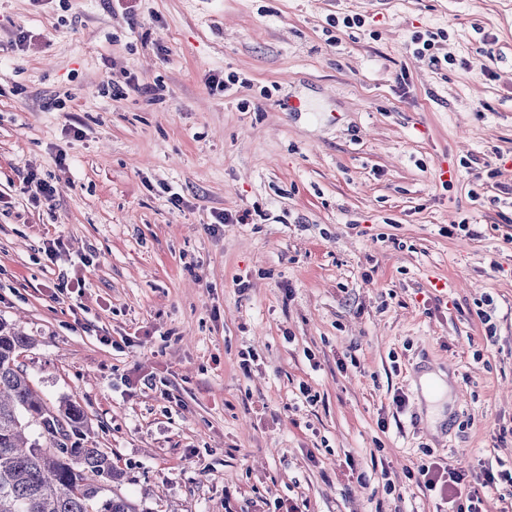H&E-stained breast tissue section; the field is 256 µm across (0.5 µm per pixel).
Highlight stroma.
<instances>
[{
  "mask_svg": "<svg viewBox=\"0 0 512 512\" xmlns=\"http://www.w3.org/2000/svg\"><path fill=\"white\" fill-rule=\"evenodd\" d=\"M0 318L136 512H512V0H0ZM419 384L421 386L422 395L429 405L436 403L446 391L448 392V402L450 401L452 388L449 377L448 384L446 385L445 374L443 372H425L419 377ZM433 384L437 385L436 389L432 388ZM408 473L415 478L417 486L437 492L441 499H448V493L455 492L466 479L465 473L449 471L448 467L442 468L438 463L427 460H421L416 465V472Z\"/></svg>",
  "mask_w": 512,
  "mask_h": 512,
  "instance_id": "1",
  "label": "stroma"
}]
</instances>
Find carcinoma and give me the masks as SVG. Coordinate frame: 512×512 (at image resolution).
Segmentation results:
<instances>
[{
  "mask_svg": "<svg viewBox=\"0 0 512 512\" xmlns=\"http://www.w3.org/2000/svg\"><path fill=\"white\" fill-rule=\"evenodd\" d=\"M32 339L0 319V512H134L105 495L120 480L102 448L80 446L86 417L34 389L18 357Z\"/></svg>",
  "mask_w": 512,
  "mask_h": 512,
  "instance_id": "obj_1",
  "label": "carcinoma"
}]
</instances>
